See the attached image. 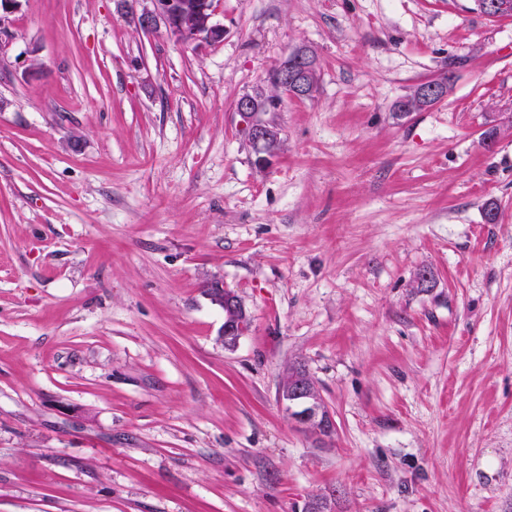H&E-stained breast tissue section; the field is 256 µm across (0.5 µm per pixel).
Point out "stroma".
<instances>
[{
    "mask_svg": "<svg viewBox=\"0 0 512 512\" xmlns=\"http://www.w3.org/2000/svg\"><path fill=\"white\" fill-rule=\"evenodd\" d=\"M216 19L200 45L115 0L0 25V512H512V15ZM301 43L318 89L257 167L235 103ZM214 282L250 320L232 349ZM289 367L331 436L280 401ZM448 95V77L429 80L418 85L409 96L399 101L397 109L400 112H413L423 102L441 100Z\"/></svg>",
    "mask_w": 512,
    "mask_h": 512,
    "instance_id": "obj_1",
    "label": "stroma"
}]
</instances>
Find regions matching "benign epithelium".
Listing matches in <instances>:
<instances>
[{"mask_svg":"<svg viewBox=\"0 0 512 512\" xmlns=\"http://www.w3.org/2000/svg\"><path fill=\"white\" fill-rule=\"evenodd\" d=\"M117 6L129 12L141 31L154 33L165 29L168 37L182 43H219L224 40V26L213 21L214 0H116ZM316 54L299 45L271 72L269 82L274 93L258 89L242 95L235 104L245 133L253 148L258 166L266 165L280 145L277 127L265 115L276 109L282 99H302L313 92L317 84ZM448 95V78L441 77L418 85L409 96L399 101L397 109L411 112L430 100ZM210 299L224 309L221 339L224 346H235L242 335L246 312L238 297L219 284L211 285ZM280 397L295 408L293 416L312 431L329 436L334 430L330 413L321 404L315 383L295 368L283 374L279 385Z\"/></svg>","mask_w":512,"mask_h":512,"instance_id":"1","label":"benign epithelium"}]
</instances>
